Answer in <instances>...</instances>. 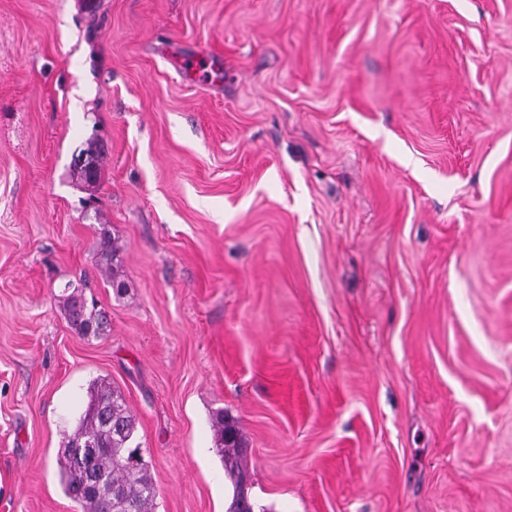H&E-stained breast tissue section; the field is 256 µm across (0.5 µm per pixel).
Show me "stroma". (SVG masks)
Returning <instances> with one entry per match:
<instances>
[{
    "label": "stroma",
    "mask_w": 512,
    "mask_h": 512,
    "mask_svg": "<svg viewBox=\"0 0 512 512\" xmlns=\"http://www.w3.org/2000/svg\"><path fill=\"white\" fill-rule=\"evenodd\" d=\"M104 377L154 512H226L220 409L261 512H512V0H0V512H77ZM178 67L185 77L200 83L213 82L220 76L219 61L206 48H200L194 54L182 58ZM83 159L85 160L82 161ZM102 159L101 148L95 142H90L88 147L79 156L76 163V168L86 183H88L90 177L94 175L95 180L93 183L94 185L97 184L100 177ZM97 265L105 275L107 283L111 285L116 294H121L126 288V282L122 279L120 260L117 250L112 244L111 237L104 233L99 240L96 253ZM74 291L66 297L64 305L70 325L80 336H98L106 328L105 315L93 310L88 312L82 291L80 296L75 295Z\"/></svg>",
    "instance_id": "obj_1"
}]
</instances>
